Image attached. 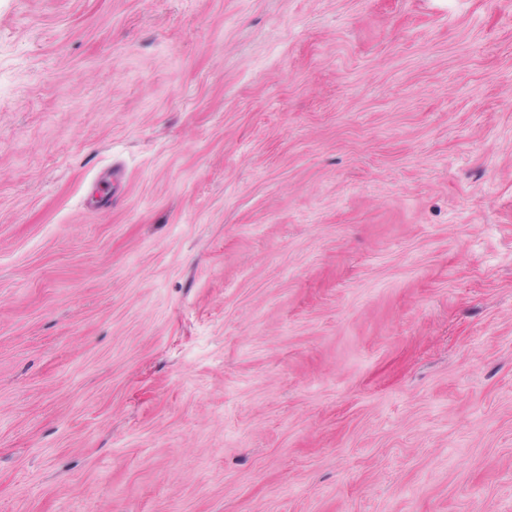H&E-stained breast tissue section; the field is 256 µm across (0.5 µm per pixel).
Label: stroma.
Segmentation results:
<instances>
[{"label":"stroma","instance_id":"obj_1","mask_svg":"<svg viewBox=\"0 0 512 512\" xmlns=\"http://www.w3.org/2000/svg\"><path fill=\"white\" fill-rule=\"evenodd\" d=\"M0 512H512V0H0Z\"/></svg>","mask_w":512,"mask_h":512}]
</instances>
